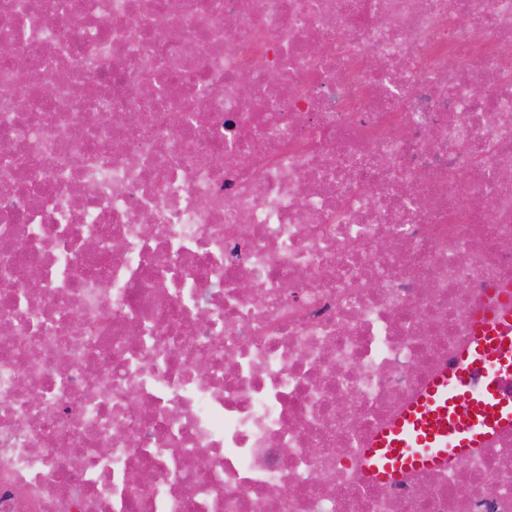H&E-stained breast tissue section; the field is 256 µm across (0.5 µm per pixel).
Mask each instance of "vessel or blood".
<instances>
[{"label": "vessel or blood", "mask_w": 512, "mask_h": 512, "mask_svg": "<svg viewBox=\"0 0 512 512\" xmlns=\"http://www.w3.org/2000/svg\"><path fill=\"white\" fill-rule=\"evenodd\" d=\"M512 431V314L476 317L468 347L372 440L371 476L464 458Z\"/></svg>", "instance_id": "vessel-or-blood-1"}]
</instances>
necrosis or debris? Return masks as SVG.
<instances>
[{"mask_svg":"<svg viewBox=\"0 0 512 512\" xmlns=\"http://www.w3.org/2000/svg\"><path fill=\"white\" fill-rule=\"evenodd\" d=\"M0 43V512H512V433L365 467L512 283V0H0Z\"/></svg>","mask_w":512,"mask_h":512,"instance_id":"4bbe7bcc","label":"necrosis or debris"}]
</instances>
